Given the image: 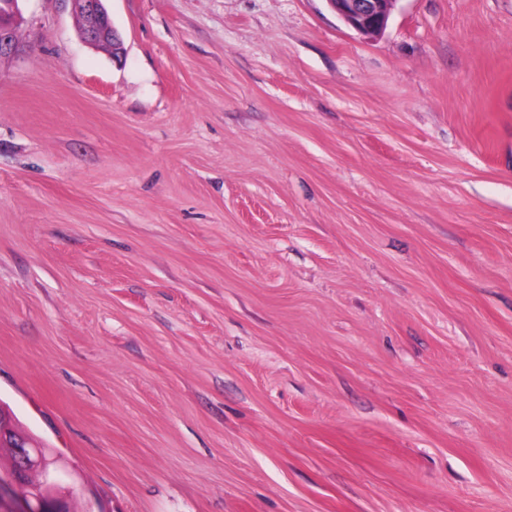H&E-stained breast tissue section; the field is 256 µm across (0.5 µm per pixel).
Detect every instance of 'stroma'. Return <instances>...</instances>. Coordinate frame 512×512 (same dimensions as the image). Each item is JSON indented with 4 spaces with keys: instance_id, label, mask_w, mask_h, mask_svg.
Instances as JSON below:
<instances>
[{
    "instance_id": "stroma-1",
    "label": "stroma",
    "mask_w": 512,
    "mask_h": 512,
    "mask_svg": "<svg viewBox=\"0 0 512 512\" xmlns=\"http://www.w3.org/2000/svg\"><path fill=\"white\" fill-rule=\"evenodd\" d=\"M22 0L0 407L71 512H512V0ZM103 1L105 0H73L75 5H81L82 39L90 46L99 47L104 43L112 49V41L120 42L121 40L113 27L109 31L108 27L104 25V20L108 17V14ZM107 33L110 35V42L105 41ZM338 17L362 35L380 34L397 0H326Z\"/></svg>"
}]
</instances>
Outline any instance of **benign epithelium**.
<instances>
[{"label":"benign epithelium","mask_w":512,"mask_h":512,"mask_svg":"<svg viewBox=\"0 0 512 512\" xmlns=\"http://www.w3.org/2000/svg\"><path fill=\"white\" fill-rule=\"evenodd\" d=\"M19 0H10L0 11V59L19 54L22 41L19 37L17 19L20 15ZM81 5L82 39L93 47L105 43V38L120 41L115 30L104 25L108 17L103 0H73ZM338 17L351 29L362 35H377L387 26L393 4L396 0H327ZM24 470L40 473V490L34 495L20 499L11 497L7 490L13 487L15 478L0 483V512H49L59 500L54 488L62 467L57 458L46 454L43 447L30 439L23 442Z\"/></svg>","instance_id":"1"}]
</instances>
